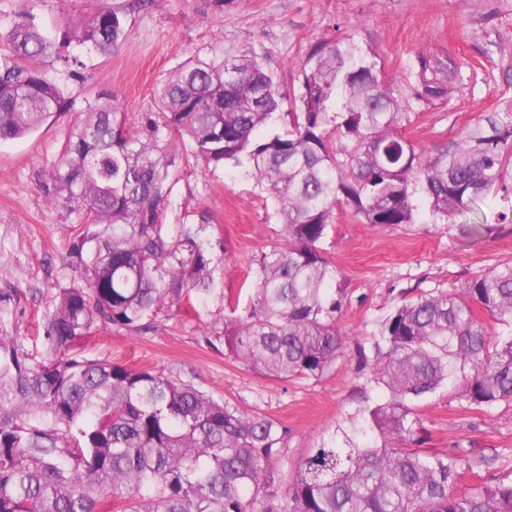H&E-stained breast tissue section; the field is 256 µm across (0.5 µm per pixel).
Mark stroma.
I'll list each match as a JSON object with an SVG mask.
<instances>
[{"instance_id":"obj_1","label":"stroma","mask_w":512,"mask_h":512,"mask_svg":"<svg viewBox=\"0 0 512 512\" xmlns=\"http://www.w3.org/2000/svg\"><path fill=\"white\" fill-rule=\"evenodd\" d=\"M120 8L130 36L112 55L80 53L81 78L69 88L78 101L111 91L129 125L155 111L154 90L191 53L212 45L255 50L281 77V90L299 87V65L310 43L352 36L377 55L400 86L414 82L418 53L445 52L463 62V80L446 103L412 106L401 133L427 153L458 138L487 112L512 105V0H0V27L23 10L59 29L90 19L104 6ZM493 22H485L488 12ZM74 115L45 122L30 136L0 143V324L34 349L44 334V314L56 288L73 271L68 248L78 218L47 200L44 184L72 132ZM485 228L473 238L420 204L414 224L359 223L337 205L324 255L336 269L334 314L345 340L343 356L320 380H273L212 350L198 334L219 300L194 313L160 314L149 332L113 326L91 335L86 353L115 363L164 371L202 391L261 412L286 428V459L329 441L378 392L371 371L359 365L372 352L380 322L399 303L434 289L459 288L475 276L512 264V208L481 204ZM202 225V237L224 244L217 271L225 292L236 294L254 279L253 259L280 242L275 206L245 167L212 173L182 160L174 176L166 223ZM422 446L431 454L464 452L491 457L492 465L465 473V484L512 476V403L481 412L467 409L448 384L419 402Z\"/></svg>"}]
</instances>
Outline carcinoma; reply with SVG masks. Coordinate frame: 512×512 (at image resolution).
I'll return each mask as SVG.
<instances>
[{"label":"carcinoma","instance_id":"1","mask_svg":"<svg viewBox=\"0 0 512 512\" xmlns=\"http://www.w3.org/2000/svg\"><path fill=\"white\" fill-rule=\"evenodd\" d=\"M129 38L110 6L67 30L19 14L0 42V142L50 118L80 114L48 172L50 203L80 220L69 250L78 278L56 289L45 352L0 329V512H512V479L462 486L487 462L416 447V402L460 382L472 409L512 402V265L450 291L395 307L373 337L377 401L289 470L286 429L160 370L92 357L81 346L107 326L143 332L185 303L220 308L199 330L206 345L274 380H319L344 354L336 330V270L319 243L346 203L362 224H412L416 195L452 223L492 197L512 204V107L489 112L425 155L398 132L411 103L445 100L461 63L416 57L404 91L351 37L310 44L298 94L253 51L194 52L157 90L158 111L129 127L112 94L77 105L75 45L107 56ZM63 62L68 79L44 59ZM288 109H283V106ZM288 119V131L271 130ZM213 170L248 163L272 198L281 243L256 260L248 301L224 293L223 257L191 224H167L172 176L183 155Z\"/></svg>","mask_w":512,"mask_h":512}]
</instances>
